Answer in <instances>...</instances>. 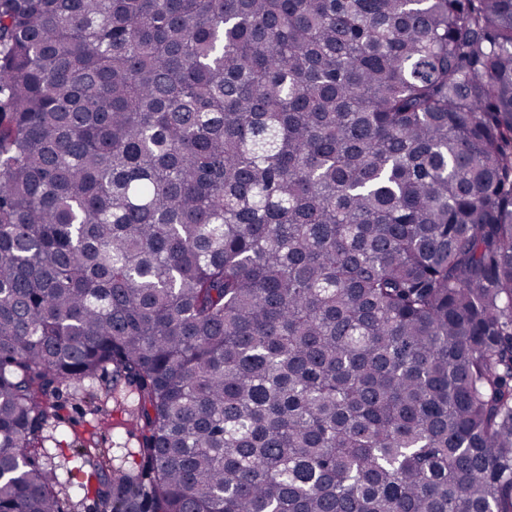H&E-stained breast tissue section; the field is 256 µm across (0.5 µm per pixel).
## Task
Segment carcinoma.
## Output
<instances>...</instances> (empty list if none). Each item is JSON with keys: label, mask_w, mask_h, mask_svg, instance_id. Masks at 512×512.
Wrapping results in <instances>:
<instances>
[{"label": "carcinoma", "mask_w": 512, "mask_h": 512, "mask_svg": "<svg viewBox=\"0 0 512 512\" xmlns=\"http://www.w3.org/2000/svg\"><path fill=\"white\" fill-rule=\"evenodd\" d=\"M104 373L101 512H512V0H0V512ZM85 383H66L60 387V402L63 405L60 418L51 421L45 435V449L48 453V467L61 475L62 486L59 498L63 512H94V501L86 498L84 491L76 485L66 484L65 471L81 465L82 459L76 449L86 442H93L104 453L112 467L133 469L139 464L137 448L138 433L131 425L134 411L133 397L126 395L120 406L112 397H106L112 387L110 377L98 380L93 387ZM89 393L98 399L92 400ZM102 411H96V407Z\"/></svg>", "instance_id": "cac0c4a2"}]
</instances>
